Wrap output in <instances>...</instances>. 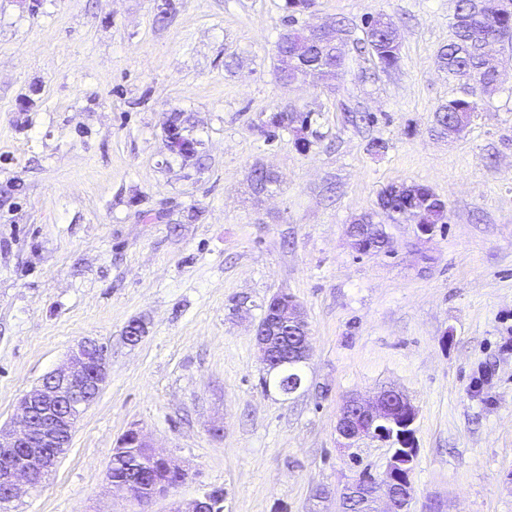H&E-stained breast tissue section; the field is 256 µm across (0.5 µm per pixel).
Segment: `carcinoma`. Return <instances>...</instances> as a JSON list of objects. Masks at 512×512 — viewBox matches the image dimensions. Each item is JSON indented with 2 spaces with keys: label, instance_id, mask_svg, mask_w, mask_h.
Here are the masks:
<instances>
[{
  "label": "carcinoma",
  "instance_id": "cac0c4a2",
  "mask_svg": "<svg viewBox=\"0 0 512 512\" xmlns=\"http://www.w3.org/2000/svg\"><path fill=\"white\" fill-rule=\"evenodd\" d=\"M288 15V34L280 35L276 47L279 79L283 82L292 77V73L283 66V62L294 61L315 71L327 85H333L342 65V53L338 46L325 42L307 39L305 27L298 24L296 15L305 12L312 5V0H286ZM452 27L454 39L444 46L439 55L441 68L448 77L467 84L469 75H475V83L470 88L491 94L504 82L503 73L498 64L484 51L489 41L512 39V12L494 11L478 12L473 0H457ZM366 39L365 48L384 69L394 68L400 62V47L396 41L397 30L394 20L384 14L371 16L364 21ZM479 111L476 93L467 97H458L440 105L434 113L435 128L442 134L448 132V125L455 124L464 128ZM312 112H295L277 110L270 113L261 124L260 133L269 142L278 133L297 128L301 132L311 125ZM169 147L173 153L189 162L198 159L196 141L183 134L179 117L173 116L167 127ZM255 189L263 193L277 184V178L270 172L256 168L252 172ZM380 206L390 207L394 214L405 212L413 214L419 224L448 223L447 203L440 199L428 186L408 183L400 190L390 184L380 197ZM386 234L384 225L370 231L363 242L364 253L379 254L378 240ZM121 441L127 445L126 461L109 469V477L123 478L126 476L125 466L138 458L133 447V437L126 433Z\"/></svg>",
  "mask_w": 512,
  "mask_h": 512
}]
</instances>
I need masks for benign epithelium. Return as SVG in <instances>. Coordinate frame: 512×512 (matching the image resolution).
Wrapping results in <instances>:
<instances>
[{
    "label": "benign epithelium",
    "instance_id": "obj_1",
    "mask_svg": "<svg viewBox=\"0 0 512 512\" xmlns=\"http://www.w3.org/2000/svg\"><path fill=\"white\" fill-rule=\"evenodd\" d=\"M268 310L277 315L274 322L261 321L255 330V343L268 369L286 368L296 372L286 395L302 390L306 380L299 371L309 357V324L301 304L286 294L274 296ZM300 333L295 344L283 349L280 325ZM100 343L85 339L72 348L67 364L47 373L42 381L19 401L15 421L0 425V512H12L23 488L38 489L42 481L36 476L49 474L59 455L51 452L58 446L61 433L72 431L82 413L95 401L108 379L107 357ZM417 411L403 394L386 390L370 403L348 399L341 408L336 424L339 446L351 448L362 439L383 440L396 434L397 447L386 468L383 483L373 485L369 504L382 497L388 508L384 512H408L412 500L414 459L417 448L413 424ZM139 460L146 465L160 459L165 465L151 475L143 492L150 499L165 498L173 489L170 479L181 484L188 473L166 455L158 452L139 429L135 430ZM223 500L207 492L189 501H175L169 512H221Z\"/></svg>",
    "mask_w": 512,
    "mask_h": 512
}]
</instances>
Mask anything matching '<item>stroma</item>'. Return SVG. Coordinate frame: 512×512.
<instances>
[{
	"label": "stroma",
	"mask_w": 512,
	"mask_h": 512,
	"mask_svg": "<svg viewBox=\"0 0 512 512\" xmlns=\"http://www.w3.org/2000/svg\"><path fill=\"white\" fill-rule=\"evenodd\" d=\"M454 0H313L342 24L335 88L276 74L286 0H0V424L77 341L109 380L70 448L16 512H168L224 491V512H340L388 443H337L346 399L393 389L417 409L410 512H512V43L461 133L433 115L463 96L437 65ZM391 16L397 68L364 48ZM312 112L265 142L271 112ZM180 113L200 165L172 153ZM383 149H374L375 141ZM279 182L258 194L251 172ZM431 186L448 222L421 235L381 213L391 183ZM384 224L391 254L348 242ZM292 294L309 323L306 386L264 390L262 306ZM140 322V342L126 329ZM190 477L140 503L112 488L131 427ZM357 224H365L373 226L372 224L376 225L375 230H370L368 233L366 239L363 242V254H380L382 253L377 245L378 240L381 239L385 234V227L384 224H380V222H376L371 214H365L360 216L359 218L354 219L352 224L349 227V238H350V245L355 251H359L362 247L360 235L357 232L356 225ZM379 225V226H377Z\"/></svg>",
	"instance_id": "1"
}]
</instances>
